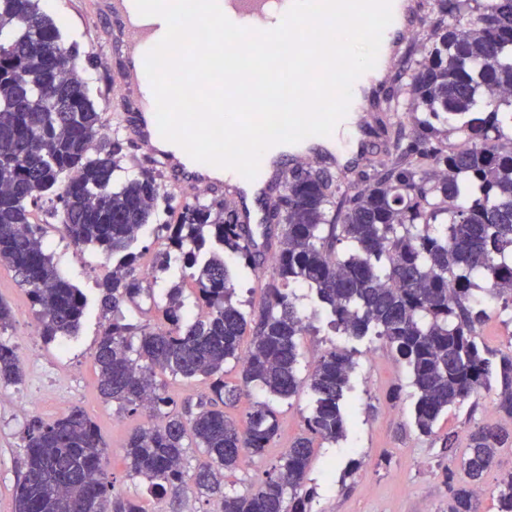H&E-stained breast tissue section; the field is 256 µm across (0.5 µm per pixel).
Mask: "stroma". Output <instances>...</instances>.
Here are the masks:
<instances>
[{"label":"stroma","mask_w":512,"mask_h":512,"mask_svg":"<svg viewBox=\"0 0 512 512\" xmlns=\"http://www.w3.org/2000/svg\"><path fill=\"white\" fill-rule=\"evenodd\" d=\"M40 6L55 19L64 41L79 46L82 75L91 95L108 124H115L112 89L119 61L107 30L92 15V0H40ZM44 230L54 263L86 294L88 307L77 335L44 341L26 287L9 268L0 267V300L14 313L11 326L0 332V338L14 347L24 370L22 383L0 384V512H14L16 487L25 470L30 420L49 423L75 408L92 419L108 450L111 495L140 498L145 512H213V504L191 484L177 483L165 494L155 495L144 482L131 477L124 457L128 436L147 424H163L164 418L121 410L101 398L91 354L104 324L97 283L110 265L96 250H77L58 225H45ZM174 283L183 287L187 314H197L194 284L183 278L180 265L175 264L159 275L152 295L143 294L136 303L124 304V315L153 327L162 325V315L152 300L162 297ZM292 292L309 317V328L299 338L301 375H308L319 356L333 346L353 351L357 362L348 393L345 438L314 443L308 470V483L316 490L312 512H448L451 486L465 480L459 462L467 451L469 432L500 419L494 390H482L475 402L450 409L439 420L434 436H420L412 425L415 396L408 366L377 337L356 339L331 330L311 289L296 286ZM159 380L174 410L186 416L195 414L199 402L211 395L204 381L167 374ZM37 382L48 389V396L34 412L20 413V404ZM313 404L314 395L306 386L290 399L275 401L278 436L264 456L244 457L227 476V487L242 492L263 478L294 438L305 433Z\"/></svg>","instance_id":"obj_1"}]
</instances>
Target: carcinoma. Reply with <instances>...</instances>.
<instances>
[{
	"label": "carcinoma",
	"instance_id": "1",
	"mask_svg": "<svg viewBox=\"0 0 512 512\" xmlns=\"http://www.w3.org/2000/svg\"><path fill=\"white\" fill-rule=\"evenodd\" d=\"M431 0L420 58L407 54L401 74L414 112L424 113L390 161L342 187L320 170L291 173L271 219L281 227L264 284L266 301L248 318L233 301L234 281L263 265L250 249V230L216 197L172 210L156 225L172 259L191 270L204 315L183 325L182 287L160 306L168 326L127 322L122 305L143 291L134 245L155 215L161 173L143 168L124 181L129 141L119 131L102 137V112L78 67L79 48L65 44L39 0H0V265L13 270L38 307L41 335L78 333L87 298L57 269L41 224H59L73 245L112 261L101 282V316H112L93 351L98 388L124 409L163 414V426L142 428L125 445L130 473L153 491L183 482L186 448L210 464L192 474L222 512H311L306 487L314 439L345 436L344 397L355 369L352 352L326 350L309 375L316 396L306 418L309 435L296 438L264 480L238 493L224 472L243 456H261L278 435L277 412L256 401L245 423L218 404L255 384L288 399L299 389V336L308 329L288 287L315 292L329 326L348 336L373 334L408 365L415 389L413 423L431 437L440 417L495 387L496 409L512 420V351L489 357L476 327L486 315L474 292L512 307V0ZM452 136L465 146L454 148ZM40 208L44 220H33ZM250 347L241 351L245 334ZM240 366L241 383L224 381V364ZM210 381L214 397L188 420L171 406L155 371ZM23 370L0 341V383L18 384ZM512 429L481 426L469 435L461 461L467 481L452 490L450 512H478V490ZM25 472L16 512H51V497L83 512H145L137 497L108 499L112 487L106 448L80 408L51 423L28 426ZM498 512H512V475L498 484Z\"/></svg>",
	"mask_w": 512,
	"mask_h": 512
}]
</instances>
